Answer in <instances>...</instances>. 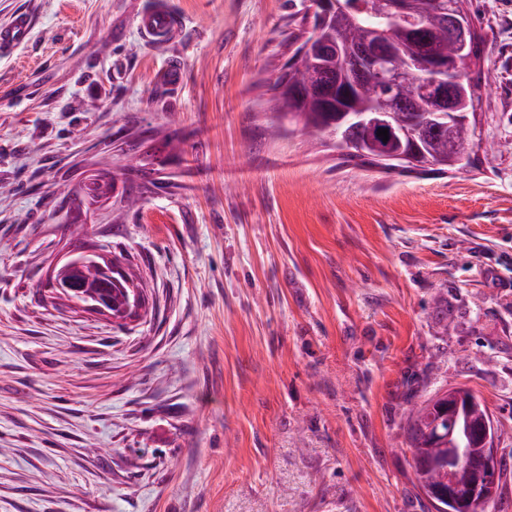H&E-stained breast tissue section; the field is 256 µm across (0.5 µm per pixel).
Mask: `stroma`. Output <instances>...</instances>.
Returning a JSON list of instances; mask_svg holds the SVG:
<instances>
[{
	"label": "stroma",
	"mask_w": 512,
	"mask_h": 512,
	"mask_svg": "<svg viewBox=\"0 0 512 512\" xmlns=\"http://www.w3.org/2000/svg\"><path fill=\"white\" fill-rule=\"evenodd\" d=\"M153 2L0 0V512H429L406 408L468 385L512 455V0L466 3L470 165L391 174L269 132L310 0H166L164 45ZM77 251L146 314L56 299ZM155 3L142 13L140 30L147 39L165 44L178 36L184 25V18L170 9L164 1ZM31 19L28 15H18L11 24L0 27V47L9 49L20 43L28 34Z\"/></svg>",
	"instance_id": "stroma-1"
}]
</instances>
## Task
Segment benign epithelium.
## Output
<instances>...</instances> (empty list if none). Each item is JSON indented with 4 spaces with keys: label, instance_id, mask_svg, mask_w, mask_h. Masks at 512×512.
I'll return each mask as SVG.
<instances>
[{
    "label": "benign epithelium",
    "instance_id": "1",
    "mask_svg": "<svg viewBox=\"0 0 512 512\" xmlns=\"http://www.w3.org/2000/svg\"><path fill=\"white\" fill-rule=\"evenodd\" d=\"M339 0H312L313 17L310 33L301 40L302 52H307L319 38L321 22L337 10ZM448 30L454 37L467 42V24L458 16L457 5L448 4ZM410 22L419 37H424L425 26L409 15L407 0H385L381 27L376 29L374 43L359 48L356 54L345 57L347 81L340 93L349 95L357 83L369 74H376L389 89V96L382 99L372 112H349L341 125L331 132L336 147L345 149L357 143L359 133L388 130V137L397 144L389 159L416 165L422 161L420 151L403 143L405 130L394 126L392 113L408 106L412 93L420 89L430 93L436 101L438 119L453 112L455 91L463 80L462 70L456 63L434 59L423 72L414 70L389 46V26ZM308 84L323 100L330 99L334 85L329 78L315 80L307 76ZM49 285L58 296L68 297L82 308L106 314L113 319H124L132 312H140L144 301V288L129 280L122 266L111 259L95 254L77 252L63 263L56 264L50 274ZM437 397L448 401V416L461 408L485 407L484 401L472 390L454 386L438 390ZM439 441L455 445L448 455V472L444 483L448 489H435L428 493L438 512H445L447 502L464 512H486L496 497L498 485V431L490 412L477 420L468 434L470 443L481 448L480 456L470 457L465 449L457 447L453 430L444 435L436 433Z\"/></svg>",
    "mask_w": 512,
    "mask_h": 512
}]
</instances>
